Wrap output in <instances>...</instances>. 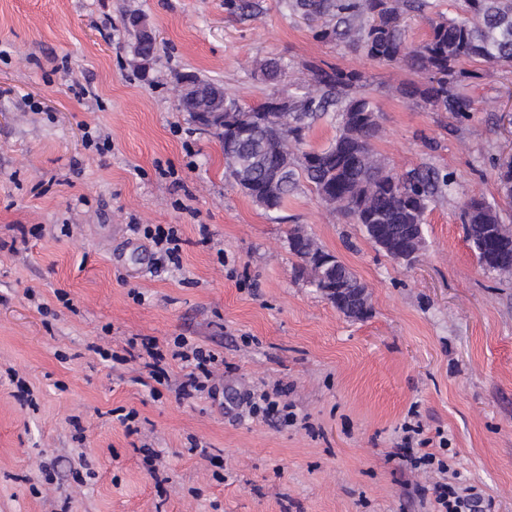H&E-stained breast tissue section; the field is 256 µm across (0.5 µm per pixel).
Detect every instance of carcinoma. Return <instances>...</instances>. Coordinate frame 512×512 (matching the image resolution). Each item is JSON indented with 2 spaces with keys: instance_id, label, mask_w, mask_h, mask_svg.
<instances>
[{
  "instance_id": "obj_1",
  "label": "carcinoma",
  "mask_w": 512,
  "mask_h": 512,
  "mask_svg": "<svg viewBox=\"0 0 512 512\" xmlns=\"http://www.w3.org/2000/svg\"><path fill=\"white\" fill-rule=\"evenodd\" d=\"M422 0H283L291 13L333 21L316 31L322 41H340L372 59L396 62L423 82L411 81L399 93L421 99L440 112L466 118L473 104L465 91L467 61L512 62V0H464L462 14L435 24L427 40L407 44L401 16ZM263 80L278 81L285 67L274 59L257 64ZM303 92L288 98V111L267 112L266 103L242 108L224 91V133L218 135L229 178L254 202L278 210L300 181L330 209L362 225L368 238L395 260H417L425 247L423 226L429 204L439 191L453 189L448 174L430 168L394 172L375 149L379 112L367 96L352 95L363 76L355 70L312 65ZM211 82L194 97H183V110L195 116L210 103ZM336 135L320 149L307 145L306 133L329 111ZM499 190L512 200V157L499 163ZM466 237L479 262L503 278L512 277V224L498 205L470 198L461 213ZM299 273L318 291L339 284L352 289V311L364 319L371 311L366 286L336 256L296 226L288 232Z\"/></svg>"
}]
</instances>
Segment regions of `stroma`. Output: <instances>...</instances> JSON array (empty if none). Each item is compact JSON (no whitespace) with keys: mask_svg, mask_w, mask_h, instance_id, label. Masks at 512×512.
<instances>
[{"mask_svg":"<svg viewBox=\"0 0 512 512\" xmlns=\"http://www.w3.org/2000/svg\"><path fill=\"white\" fill-rule=\"evenodd\" d=\"M249 2L247 16L230 0H0V512H432V481L398 455L413 405L450 468L512 512V280L461 221L473 196L512 213L494 166L512 156V64L466 63L476 110L461 121L401 97L398 65L317 39L281 0ZM463 6L408 13L409 42ZM133 13L156 38L146 65ZM270 58L288 66L274 83L255 71ZM310 64L362 73L391 168L455 182L413 265L307 184L279 210L254 204L180 107L184 73L248 109L293 94ZM89 126L106 155L85 148ZM133 221L175 227L181 269ZM297 225L366 285V319L297 275ZM177 336L219 356L215 397H180L187 369L169 357L142 385L132 343ZM277 387L294 425L248 413V394Z\"/></svg>","mask_w":512,"mask_h":512,"instance_id":"35a3bbf8","label":"stroma"}]
</instances>
